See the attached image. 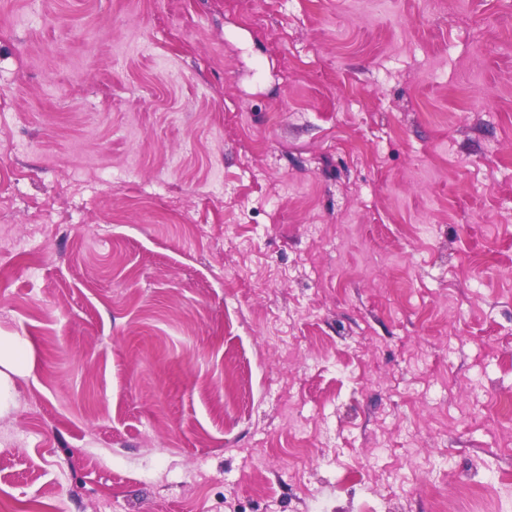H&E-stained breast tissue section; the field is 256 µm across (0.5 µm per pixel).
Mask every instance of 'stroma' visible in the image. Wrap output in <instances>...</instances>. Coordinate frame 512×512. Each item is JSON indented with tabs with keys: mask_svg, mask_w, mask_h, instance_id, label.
Returning <instances> with one entry per match:
<instances>
[{
	"mask_svg": "<svg viewBox=\"0 0 512 512\" xmlns=\"http://www.w3.org/2000/svg\"><path fill=\"white\" fill-rule=\"evenodd\" d=\"M0 334V512H512V0H0ZM31 368L28 340L21 336H0V416L15 407V377L28 374Z\"/></svg>",
	"mask_w": 512,
	"mask_h": 512,
	"instance_id": "stroma-1",
	"label": "stroma"
}]
</instances>
